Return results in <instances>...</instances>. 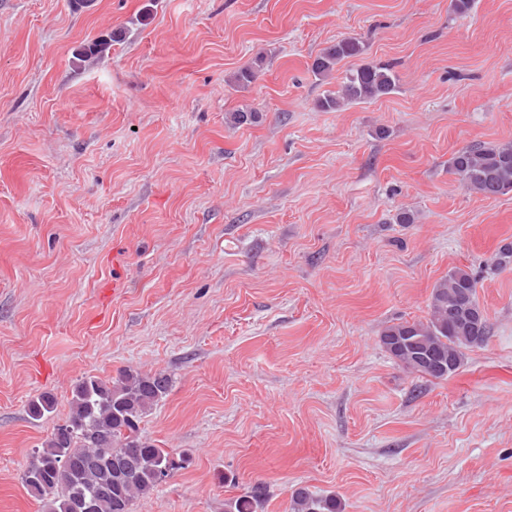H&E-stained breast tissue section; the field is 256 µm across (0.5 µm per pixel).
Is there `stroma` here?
<instances>
[{"mask_svg":"<svg viewBox=\"0 0 512 512\" xmlns=\"http://www.w3.org/2000/svg\"><path fill=\"white\" fill-rule=\"evenodd\" d=\"M345 37L365 55L317 80ZM361 61L396 92L320 109ZM510 140L512 0H0V512H45L33 449L79 379L128 368L171 376L142 436L192 458L134 512H224L228 475L264 512L301 486L343 512H512V194L448 172ZM455 266L491 336L428 381L379 334ZM366 50V44L362 40L356 37L343 38L316 55L310 65V71L315 77L325 78L338 63L346 59L359 58Z\"/></svg>","mask_w":512,"mask_h":512,"instance_id":"stroma-1","label":"stroma"}]
</instances>
